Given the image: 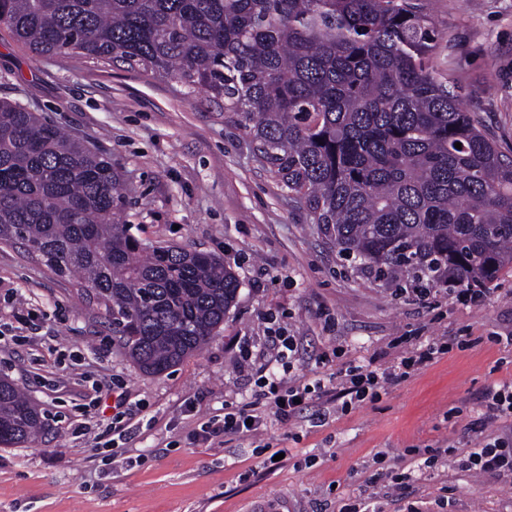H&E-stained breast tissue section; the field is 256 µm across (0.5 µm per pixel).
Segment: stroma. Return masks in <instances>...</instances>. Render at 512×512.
Masks as SVG:
<instances>
[{
    "label": "stroma",
    "instance_id": "stroma-1",
    "mask_svg": "<svg viewBox=\"0 0 512 512\" xmlns=\"http://www.w3.org/2000/svg\"><path fill=\"white\" fill-rule=\"evenodd\" d=\"M427 4L434 71L512 156V0ZM4 98L111 159L126 196L117 218L143 242L218 256L240 288L202 352L151 376L76 279L0 244V371L50 421L34 442L0 447V512H348L366 500L376 512H512V479L461 465L484 391L512 379L511 270L477 304L395 293L344 265L222 104L127 65L37 57L0 29ZM275 335L298 337L291 367ZM439 340L453 349L338 409L345 369L383 370ZM271 373L323 389L282 422L259 397ZM119 394L135 416L116 441ZM246 405L265 417L259 434L198 439L203 423ZM450 446L451 462L413 489L381 477Z\"/></svg>",
    "mask_w": 512,
    "mask_h": 512
}]
</instances>
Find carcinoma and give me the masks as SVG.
Returning a JSON list of instances; mask_svg holds the SVG:
<instances>
[{"label": "carcinoma", "mask_w": 512, "mask_h": 512, "mask_svg": "<svg viewBox=\"0 0 512 512\" xmlns=\"http://www.w3.org/2000/svg\"><path fill=\"white\" fill-rule=\"evenodd\" d=\"M0 23L34 55L224 101L338 254L394 288H482L512 270V158L433 75L418 0H0ZM122 198L111 159L0 100V243L78 278L159 375L215 335L240 282L214 255L142 242L116 222ZM45 426L0 373V445Z\"/></svg>", "instance_id": "carcinoma-1"}]
</instances>
